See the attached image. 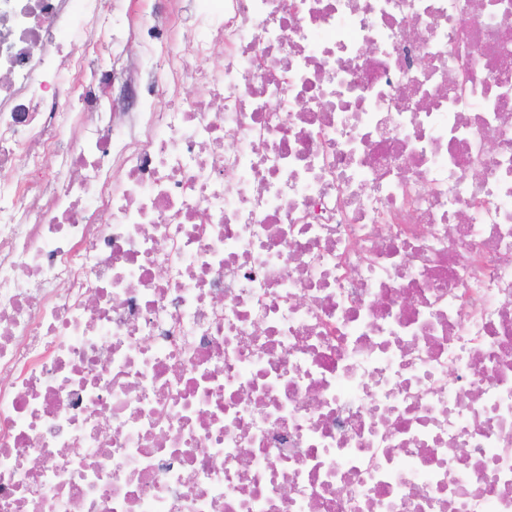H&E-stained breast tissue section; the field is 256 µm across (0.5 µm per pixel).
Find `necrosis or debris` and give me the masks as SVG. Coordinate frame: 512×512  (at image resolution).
<instances>
[{
    "instance_id": "necrosis-or-debris-1",
    "label": "necrosis or debris",
    "mask_w": 512,
    "mask_h": 512,
    "mask_svg": "<svg viewBox=\"0 0 512 512\" xmlns=\"http://www.w3.org/2000/svg\"><path fill=\"white\" fill-rule=\"evenodd\" d=\"M160 2L0 0V512H512V0ZM157 42L156 39H151L143 33L125 39L121 46L122 57L118 67H122L127 71L133 70L143 46L146 44H157ZM138 82L119 81L112 87V112H134L136 109V99L138 93H141Z\"/></svg>"
}]
</instances>
